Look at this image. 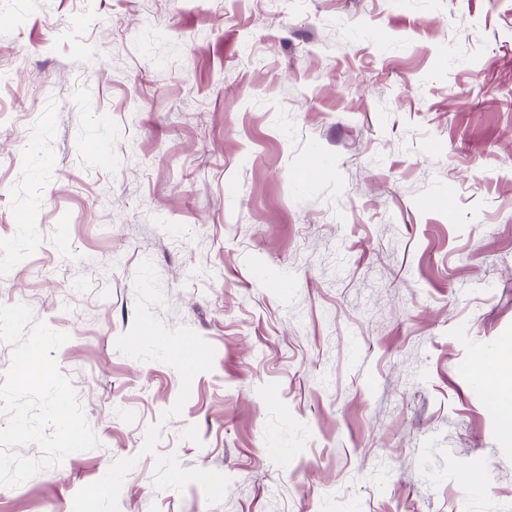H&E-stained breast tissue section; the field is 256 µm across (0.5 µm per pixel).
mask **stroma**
<instances>
[{
	"instance_id": "obj_1",
	"label": "stroma",
	"mask_w": 512,
	"mask_h": 512,
	"mask_svg": "<svg viewBox=\"0 0 512 512\" xmlns=\"http://www.w3.org/2000/svg\"><path fill=\"white\" fill-rule=\"evenodd\" d=\"M147 259L215 348L167 421L176 370L115 346ZM0 304L69 334L100 441L0 512L129 457L119 512H512L470 375L512 341V0H0ZM158 422L221 503L155 489Z\"/></svg>"
}]
</instances>
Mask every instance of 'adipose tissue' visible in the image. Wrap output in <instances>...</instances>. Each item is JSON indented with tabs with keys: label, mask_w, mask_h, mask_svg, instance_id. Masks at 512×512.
Returning a JSON list of instances; mask_svg holds the SVG:
<instances>
[{
	"label": "adipose tissue",
	"mask_w": 512,
	"mask_h": 512,
	"mask_svg": "<svg viewBox=\"0 0 512 512\" xmlns=\"http://www.w3.org/2000/svg\"><path fill=\"white\" fill-rule=\"evenodd\" d=\"M471 372L500 422L504 439L512 442V346L480 354Z\"/></svg>",
	"instance_id": "adipose-tissue-1"
}]
</instances>
